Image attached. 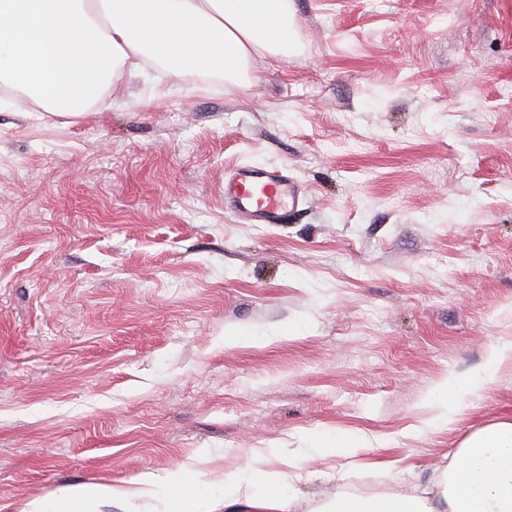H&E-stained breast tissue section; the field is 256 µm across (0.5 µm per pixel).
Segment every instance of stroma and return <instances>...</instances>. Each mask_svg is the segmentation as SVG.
<instances>
[{
    "label": "stroma",
    "instance_id": "stroma-1",
    "mask_svg": "<svg viewBox=\"0 0 512 512\" xmlns=\"http://www.w3.org/2000/svg\"><path fill=\"white\" fill-rule=\"evenodd\" d=\"M252 84L121 77L109 109L0 104V512L82 484L362 431L298 470L411 493L512 420V364L417 431L448 371L512 337V0H294ZM310 191L224 208L237 165ZM307 199L306 188L285 166L241 165L224 180V207L248 224H287Z\"/></svg>",
    "mask_w": 512,
    "mask_h": 512
}]
</instances>
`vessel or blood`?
<instances>
[{
	"label": "vessel or blood",
	"instance_id": "b4317fda",
	"mask_svg": "<svg viewBox=\"0 0 512 512\" xmlns=\"http://www.w3.org/2000/svg\"><path fill=\"white\" fill-rule=\"evenodd\" d=\"M306 188L287 167L239 166L224 181V206L250 224H284L300 213Z\"/></svg>",
	"mask_w": 512,
	"mask_h": 512
}]
</instances>
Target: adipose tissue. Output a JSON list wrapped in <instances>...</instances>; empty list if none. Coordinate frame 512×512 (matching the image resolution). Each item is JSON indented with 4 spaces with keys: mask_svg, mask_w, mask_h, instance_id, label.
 <instances>
[{
    "mask_svg": "<svg viewBox=\"0 0 512 512\" xmlns=\"http://www.w3.org/2000/svg\"><path fill=\"white\" fill-rule=\"evenodd\" d=\"M296 28L293 0H0V86L52 116L105 109L120 91L117 77H138L150 67L215 79L230 93L251 84L255 57H288ZM508 362L512 338L501 336L479 368L448 372L423 402L422 428L448 423L456 395L492 384ZM366 444L365 434L344 432L303 448H259L247 468L224 469L216 489L209 471L183 466L122 486L69 488L22 512H82L87 500L115 501L124 512H292L298 488L289 475L271 476L265 461L285 456L298 469L316 457H355ZM435 488L432 501L340 493L319 512H512V422L470 435Z\"/></svg>",
    "mask_w": 512,
    "mask_h": 512,
    "instance_id": "adipose-tissue-1",
    "label": "adipose tissue"
}]
</instances>
